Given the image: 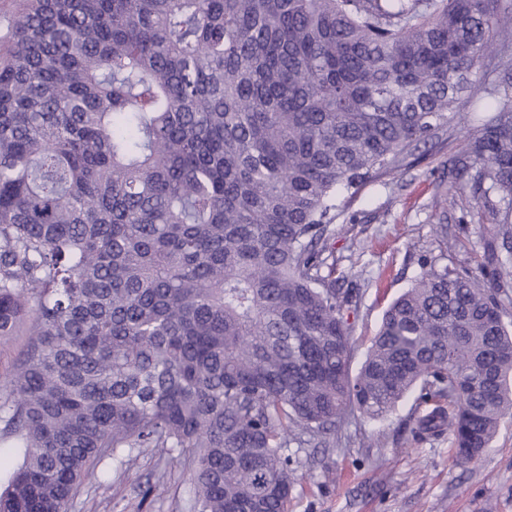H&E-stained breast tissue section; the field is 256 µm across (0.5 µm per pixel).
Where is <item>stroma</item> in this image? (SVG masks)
<instances>
[{
	"instance_id": "obj_1",
	"label": "stroma",
	"mask_w": 512,
	"mask_h": 512,
	"mask_svg": "<svg viewBox=\"0 0 512 512\" xmlns=\"http://www.w3.org/2000/svg\"><path fill=\"white\" fill-rule=\"evenodd\" d=\"M497 81L493 66L474 77L481 96L467 118L449 116L448 126L399 171L364 183L347 198L328 244L326 272L338 288H355L360 303L350 317L358 371L389 303L420 272L422 258L438 253V230L448 233V265L485 264L494 226L476 214L470 192L458 191L444 217L436 196L453 185L448 175L465 129L485 117L481 98ZM428 411L406 398L382 419L354 416L332 450L318 443L298 452L295 490L288 512H512V416L502 420L486 453L458 464L447 431L419 432ZM191 497L183 462L145 450L127 465L104 459L70 503L69 512H189Z\"/></svg>"
}]
</instances>
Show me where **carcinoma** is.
<instances>
[{
    "label": "carcinoma",
    "instance_id": "1",
    "mask_svg": "<svg viewBox=\"0 0 512 512\" xmlns=\"http://www.w3.org/2000/svg\"><path fill=\"white\" fill-rule=\"evenodd\" d=\"M498 59L467 178L512 254L507 0H23L0 48V512H68L105 458L187 456L192 512H287L288 446L433 403L457 461L512 413L504 264L439 255L356 375L323 274L342 196L405 166ZM496 197L502 206L492 203ZM448 402L443 407L441 402ZM29 336H13L8 342L0 344V386L5 385L15 362L27 348Z\"/></svg>",
    "mask_w": 512,
    "mask_h": 512
}]
</instances>
